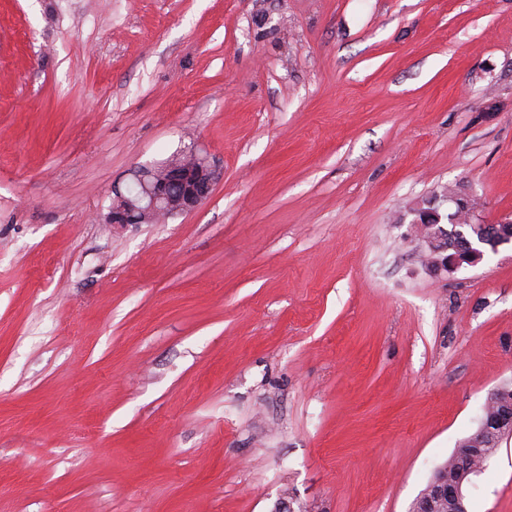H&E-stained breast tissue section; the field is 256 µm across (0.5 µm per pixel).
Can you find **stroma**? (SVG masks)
<instances>
[{
  "instance_id": "35a3bbf8",
  "label": "stroma",
  "mask_w": 512,
  "mask_h": 512,
  "mask_svg": "<svg viewBox=\"0 0 512 512\" xmlns=\"http://www.w3.org/2000/svg\"><path fill=\"white\" fill-rule=\"evenodd\" d=\"M447 190L512 216V0H0V512H411L512 380V248L405 240ZM217 178L216 169L196 150L170 160L162 172L141 168L134 174L132 186L124 192L115 188L107 221L110 224L165 223L169 218L195 210L209 196ZM133 189L137 193L130 195Z\"/></svg>"
}]
</instances>
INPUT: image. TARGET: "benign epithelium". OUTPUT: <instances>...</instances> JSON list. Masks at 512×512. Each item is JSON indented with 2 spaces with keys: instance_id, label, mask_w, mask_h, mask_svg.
I'll return each instance as SVG.
<instances>
[{
  "instance_id": "obj_1",
  "label": "benign epithelium",
  "mask_w": 512,
  "mask_h": 512,
  "mask_svg": "<svg viewBox=\"0 0 512 512\" xmlns=\"http://www.w3.org/2000/svg\"><path fill=\"white\" fill-rule=\"evenodd\" d=\"M218 178L216 169L207 158L195 150L181 153L170 160L163 171L141 168L134 174V184L123 191L114 190L112 206L107 215L110 224H149L195 210L211 193ZM437 199L431 198L413 209L411 230L418 247L436 255L430 270L436 275L453 273L462 266L481 262L485 249L493 251L503 244H512V235L498 230V225L512 224L504 218L492 224L457 223V216L449 213L450 227H445ZM460 244L462 254L448 256V240ZM464 481L448 483L436 479L421 494L414 512H433V500L448 501L451 512H465Z\"/></svg>"
}]
</instances>
